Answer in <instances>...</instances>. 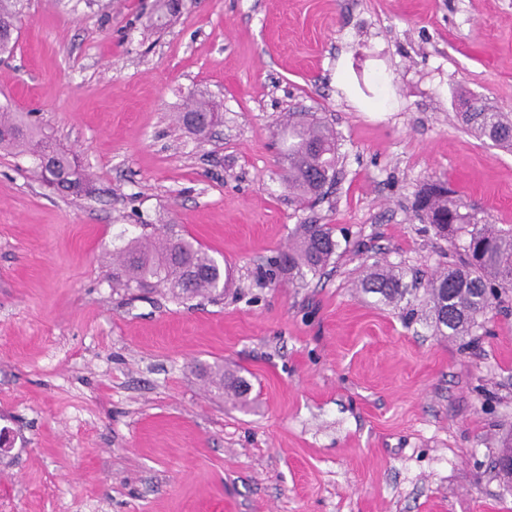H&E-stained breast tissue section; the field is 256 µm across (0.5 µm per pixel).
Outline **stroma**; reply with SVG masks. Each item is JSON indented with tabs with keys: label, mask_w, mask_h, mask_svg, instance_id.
Masks as SVG:
<instances>
[{
	"label": "stroma",
	"mask_w": 512,
	"mask_h": 512,
	"mask_svg": "<svg viewBox=\"0 0 512 512\" xmlns=\"http://www.w3.org/2000/svg\"><path fill=\"white\" fill-rule=\"evenodd\" d=\"M154 2L23 0L0 55V113H31L89 187L0 150V512H512V290L467 341L357 286L452 260L414 211L432 181L512 227V152L457 118L465 91L512 114V0H184L164 27ZM191 94L222 112L207 137L176 119ZM299 112L337 136L305 207L281 157ZM315 223L327 266L262 278ZM145 224L224 266L223 298L115 286ZM212 379L218 389L225 390V394L232 400L233 405L242 404L246 401L251 385L245 379L233 378L226 382L223 370L219 369L214 372Z\"/></svg>",
	"instance_id": "stroma-1"
}]
</instances>
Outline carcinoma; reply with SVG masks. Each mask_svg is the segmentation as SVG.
I'll list each match as a JSON object with an SVG mask.
<instances>
[{
	"mask_svg": "<svg viewBox=\"0 0 512 512\" xmlns=\"http://www.w3.org/2000/svg\"><path fill=\"white\" fill-rule=\"evenodd\" d=\"M22 0H0V54L14 50ZM457 117L472 134L487 138L500 148L512 149V117L504 112H459ZM216 119L214 106L191 95L179 121L204 136ZM0 128L11 134L0 137V149L32 160L41 180L71 193L84 191V178L75 158L54 149L42 128L26 112H5ZM284 181L300 204L320 199L325 188L336 181V135L317 121L288 125V144L282 154ZM464 204L446 182L426 185L415 201L416 212L435 223L450 238H464L458 258L429 279L419 295L403 282V272L394 267L372 265L360 280V290L383 304L406 302L409 320L422 313L435 334L445 337L470 336L479 327L478 318L489 308L499 291L512 287V229L483 224L462 212ZM157 235L144 232L119 250L120 271L116 278L128 288L162 287L178 300L199 296L216 297L226 285L224 269L195 240H189L171 225L155 245ZM339 242L329 224H298L294 245L273 261L288 278L304 277L322 270L336 254ZM213 382L232 400L246 401L251 385L243 378L225 380L214 372Z\"/></svg>",
	"mask_w": 512,
	"mask_h": 512,
	"instance_id": "obj_1",
	"label": "carcinoma"
}]
</instances>
